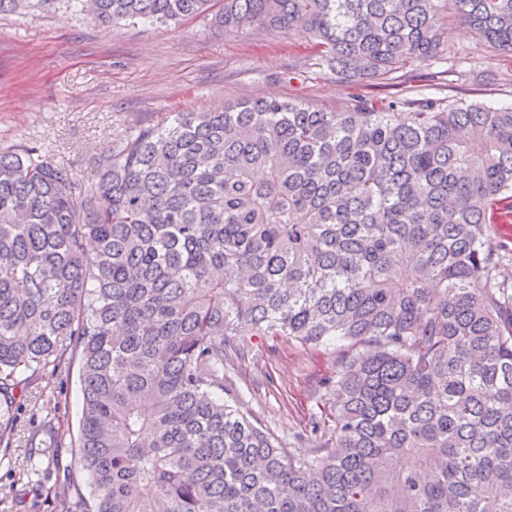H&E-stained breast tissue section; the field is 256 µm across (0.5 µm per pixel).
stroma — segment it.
<instances>
[{
	"label": "stroma",
	"instance_id": "1",
	"mask_svg": "<svg viewBox=\"0 0 512 512\" xmlns=\"http://www.w3.org/2000/svg\"><path fill=\"white\" fill-rule=\"evenodd\" d=\"M448 72L435 97L512 105V56L492 51L462 22L450 33ZM348 84L315 63L310 42L254 30L227 36L206 20L179 26L102 24L84 12L41 6L0 14V149L31 140L69 160L88 179L91 156L130 125L161 112H212L224 102L278 96L334 110ZM333 349L280 336L224 343V385L238 409L284 448L312 454L324 441L311 421L332 417ZM19 421L51 415L77 431V369L43 376L23 396ZM86 485L70 448L0 452V512H62L68 482Z\"/></svg>",
	"mask_w": 512,
	"mask_h": 512
}]
</instances>
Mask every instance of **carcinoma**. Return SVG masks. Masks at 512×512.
<instances>
[{"instance_id": "1", "label": "carcinoma", "mask_w": 512, "mask_h": 512, "mask_svg": "<svg viewBox=\"0 0 512 512\" xmlns=\"http://www.w3.org/2000/svg\"><path fill=\"white\" fill-rule=\"evenodd\" d=\"M102 23L310 39L344 83L512 55V0H94ZM0 151V448L79 363L83 512H512V106L355 92L163 112L89 160ZM336 351L310 456L224 399V341Z\"/></svg>"}]
</instances>
